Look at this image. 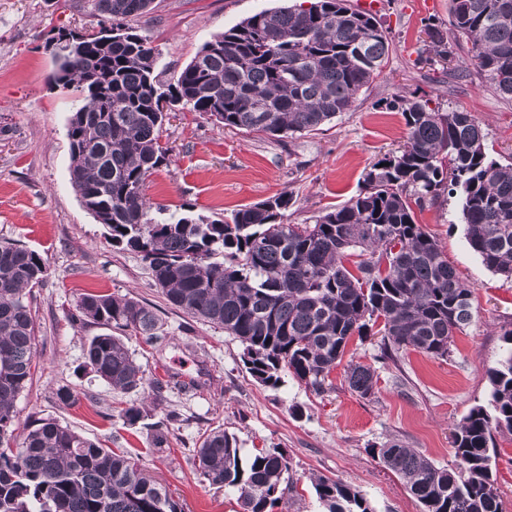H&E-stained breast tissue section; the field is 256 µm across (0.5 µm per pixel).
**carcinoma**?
Here are the masks:
<instances>
[{"label": "carcinoma", "instance_id": "cac0c4a2", "mask_svg": "<svg viewBox=\"0 0 512 512\" xmlns=\"http://www.w3.org/2000/svg\"><path fill=\"white\" fill-rule=\"evenodd\" d=\"M153 0H95L110 22L69 31L54 54L50 82L79 93L69 120V174L85 207L102 217L112 245L139 254L154 286L187 316L224 329L242 346L241 361L259 385L277 389L291 375L316 394L354 338L380 326L382 360L406 350L435 359L451 353L473 321L472 288L416 223L414 208L456 195L471 250L512 278V163L489 158L486 134L470 113L443 111L429 99L397 97L404 144L385 154L359 192L311 224H288L293 194L276 196L207 221L165 215L149 201V176L166 163L162 103L214 117L227 128L293 137L318 131L349 111L379 77L392 40L380 20L348 0L308 8L261 10L205 42L168 84L156 73L157 46L132 26ZM453 38L425 25L420 62L444 75L479 77L512 102V0H450ZM468 47V56L460 55ZM47 268L41 255L0 241V512H182L179 502L134 457L104 448L55 418L34 419L18 440L14 406L33 375L36 324L29 301ZM78 320L103 332L84 349V368L108 387L136 392L199 383L146 377L121 336L152 347L168 331L150 307L129 295L89 293ZM491 409L476 406L453 434L452 467L434 465L402 440L371 447L397 475L421 512H502L491 458L496 435H512V352L487 371ZM348 388L374 394L376 370L352 363ZM180 414L168 411L150 446L162 451ZM210 486L237 495L240 512H273L297 495L278 448L243 457L234 435L211 431L197 449ZM323 512H372L360 490L341 480L313 483Z\"/></svg>", "mask_w": 512, "mask_h": 512}]
</instances>
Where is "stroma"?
Returning a JSON list of instances; mask_svg holds the SVG:
<instances>
[{
  "label": "stroma",
  "mask_w": 512,
  "mask_h": 512,
  "mask_svg": "<svg viewBox=\"0 0 512 512\" xmlns=\"http://www.w3.org/2000/svg\"><path fill=\"white\" fill-rule=\"evenodd\" d=\"M299 0H154L136 21L160 49L156 71L172 81L213 34L263 9ZM378 18L390 28L392 51L381 77L363 90L350 111L322 131L293 138L227 129L214 117L168 108L162 140L166 164L146 182V193L167 212L219 219L282 191L293 194L290 224L343 205L365 173L406 138L400 112L387 109L397 95L432 99L444 110L471 113L486 135L489 155L512 160V103L499 99L478 78L448 81L416 64L425 21L449 29V0H380ZM93 0H0V241L36 250L48 276L35 289L38 332L31 386L15 402V428L25 433L37 417L53 416L106 448H123L182 504L184 512H237L233 494L213 489L194 453L205 432L217 427L235 434L242 455L277 447L290 462L297 496L275 512H323L311 480L326 476L357 487L374 512H421L403 482L370 453L372 445L397 438L432 463H453L457 425L490 402L487 377L512 345V279L487 269L470 249L457 198H441L416 211L415 220L434 235L458 277L473 288L474 319L456 334L448 359L408 350L397 363H381L379 337L352 342L348 360L374 365V395L351 392L345 365L331 375L334 387L318 395L292 377L279 388L258 385L246 372L240 343L223 329L194 321L168 305L140 256L112 247L107 230L85 208L69 177L67 128L79 105L76 92L51 85L55 68L45 45L50 30L75 31L97 25ZM130 294L166 321L163 350L134 334L124 340L152 378L176 372L203 377L193 394L165 391L123 393L86 374L83 350L99 334L72 315L85 293ZM79 392L78 403L62 404L60 387ZM143 406L136 427L119 412ZM182 416L166 451L149 449L151 426L169 410Z\"/></svg>",
  "instance_id": "35a3bbf8"
}]
</instances>
